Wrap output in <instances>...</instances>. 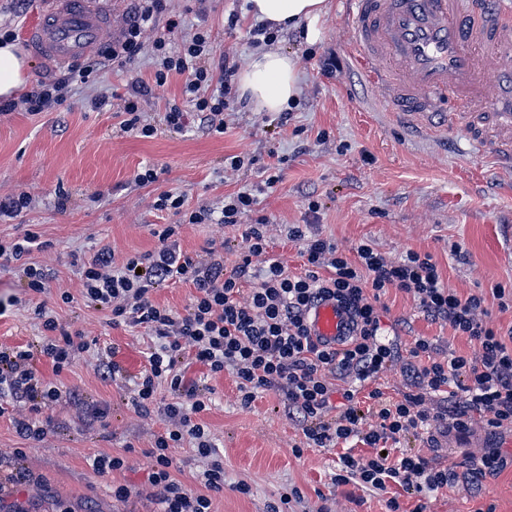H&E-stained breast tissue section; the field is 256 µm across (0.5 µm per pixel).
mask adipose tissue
I'll use <instances>...</instances> for the list:
<instances>
[{
    "mask_svg": "<svg viewBox=\"0 0 512 512\" xmlns=\"http://www.w3.org/2000/svg\"><path fill=\"white\" fill-rule=\"evenodd\" d=\"M248 12L256 20L276 27L303 28L308 43L324 37L322 20L328 15L329 0H248ZM28 63L14 42L0 40V97L12 98L26 82ZM238 81L256 111L280 112L301 93L298 62L278 49L251 55L242 65Z\"/></svg>",
    "mask_w": 512,
    "mask_h": 512,
    "instance_id": "obj_1",
    "label": "adipose tissue"
}]
</instances>
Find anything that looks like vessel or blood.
<instances>
[{
  "mask_svg": "<svg viewBox=\"0 0 512 512\" xmlns=\"http://www.w3.org/2000/svg\"><path fill=\"white\" fill-rule=\"evenodd\" d=\"M27 30L40 58L69 63L112 39L91 0H51ZM348 49L368 64L382 106L422 134L462 128L472 146L512 173V0H345ZM312 339L340 349L354 320L335 300L308 314Z\"/></svg>",
  "mask_w": 512,
  "mask_h": 512,
  "instance_id": "1",
  "label": "vessel or blood"
}]
</instances>
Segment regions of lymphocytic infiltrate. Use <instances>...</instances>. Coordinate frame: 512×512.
<instances>
[{
	"label": "lymphocytic infiltrate",
	"mask_w": 512,
	"mask_h": 512,
	"mask_svg": "<svg viewBox=\"0 0 512 512\" xmlns=\"http://www.w3.org/2000/svg\"><path fill=\"white\" fill-rule=\"evenodd\" d=\"M165 10V0H137L121 38L99 54L101 62L122 65L150 50L152 82L135 78L120 99L97 95L87 105L94 112L120 108L125 131L148 138L154 129L142 120L146 97L152 87L182 75L184 101L168 104V126L183 130L188 114L200 112L213 132L223 133L235 68L226 58L214 57L211 35L204 28L177 44L162 37L145 42V32L159 17H166L168 29L179 27V19ZM94 68L91 62L76 63L57 77L37 80L18 100L0 103V112L53 111L73 85L88 82ZM256 203L249 189L230 196L218 212H184L183 198L168 191L154 203L157 210L182 216V224L242 226V244L233 264L225 263L220 246H210L202 259L183 254L177 243L181 224L160 232L154 252L119 262L103 247L80 263L84 304L108 312L112 326L139 327L151 339L146 365L129 388L138 414L154 410L165 423L146 453L148 500L158 505V512H212L213 494L224 490V462L199 418L207 398L185 376L194 363L206 367L211 377L231 371L242 405H250L261 391L283 394L289 414L303 424L294 454L353 439L366 445L368 454L340 455L335 483L354 482L379 491L393 483L411 495L454 485L458 475L452 468L441 466L437 457L400 449L399 443L424 433L433 449L437 434H465L477 423L493 438L512 431V338L493 325L487 297H463L448 288L430 254L410 250L395 260L367 242L345 250L299 224L289 226L286 237L298 243L304 270L291 272L273 252L268 219L241 225L242 215ZM37 245L38 235L31 231L10 243L0 242V267L13 270L26 290L44 294L51 273L29 260ZM177 283L192 284L196 290L181 314L151 298L155 289ZM392 289L408 295L427 319L468 337L472 352L443 359L433 341L418 336L405 359H397L393 348L381 341L383 299ZM324 299L336 300L353 315L356 333L345 348L320 347L309 335L308 313ZM32 314L43 330L39 347L0 346V416L9 415L22 439L39 442L49 432L47 411L61 403L65 393L61 385L39 375L37 357L49 360L58 374L90 351L92 343L69 331L45 304H36ZM397 361L409 382L400 399L378 388L366 389L368 380ZM164 387L170 392L166 399L160 395ZM187 442L200 461L193 490L172 474L174 451Z\"/></svg>",
	"instance_id": "f902f5d3"
}]
</instances>
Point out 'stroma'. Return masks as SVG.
Listing matches in <instances>:
<instances>
[{
  "mask_svg": "<svg viewBox=\"0 0 512 512\" xmlns=\"http://www.w3.org/2000/svg\"><path fill=\"white\" fill-rule=\"evenodd\" d=\"M48 0H0V25L16 28L18 48H25L28 26L41 17ZM248 0H167L169 14L183 23L167 31L165 20L145 34L146 41L168 36L174 43L196 28L208 29L216 53L236 64L256 48L251 31L256 22L247 13ZM325 35L307 44L299 34L278 33L276 49L295 56L302 92L288 113L256 111L236 96L224 114L225 132L216 134L197 114H189L184 131L167 127L169 101L180 99L184 79L172 76L164 89L147 97L144 122L156 129L142 138L124 132L122 115L93 112L89 98L125 93L132 78H149L148 54L127 64L96 70L87 84L75 88L53 112L0 115V194L30 192L33 203L12 218L0 219V238L26 230L40 234L52 249L31 259L53 268L55 278L40 300L70 331L114 344L120 371L101 375L94 352L80 354L72 367L54 374L47 362L38 369L46 379H58L71 396L51 412V431L41 442H27L8 417H0V448H25L23 459L0 467V477L13 472L40 476L44 485L31 494H0V512H10L13 500L25 501L28 512H151L142 497L148 486L146 456L163 424L157 416L143 417L129 401V381L146 360L144 330L111 326L105 312L86 306L78 295L81 281L75 259L109 247L116 260L154 250L157 230L178 223L170 212L154 209L157 195L169 191L185 200L186 210H221L238 191L278 176L276 186L259 195L244 223L267 217L272 236L291 224H315L322 236L348 249L372 242L390 258L414 250L431 254L445 284L461 296L486 295L496 326L512 327V310L500 311L490 293L495 285L512 286V173L495 170L459 132L447 138L418 137L386 115L375 88L347 50L348 32L343 0H331ZM229 155L249 157L237 171L225 169ZM154 168L155 182L142 185L136 176ZM318 202L310 214L309 202ZM224 245V259L233 262L241 242L234 227L217 224L184 226L183 253L203 255L210 243ZM460 254H453V247ZM75 300L64 303L62 292ZM23 284L0 269V299L23 296ZM384 339L405 350L414 337L431 339L444 353L471 352L467 337L423 316L411 298L393 290L385 298ZM41 327L26 307L10 305L0 315V345L38 341ZM188 379L207 384L212 394L201 415L224 458V491L214 495L215 512H266L268 503L289 497L288 512H386L387 493L356 483L335 484L340 448H308L295 456L302 425L291 419L281 395L258 393L242 406L231 373L208 377L204 367L190 366ZM99 405L109 410L106 423H85L78 415ZM490 437L481 425L464 435H449L438 455L454 467V487L428 495H401L404 512L424 505L425 512H512V462L496 475L471 481L469 461L480 455ZM126 454L128 468L98 475L90 457ZM249 493H239V484ZM131 489L128 503L112 498L113 487Z\"/></svg>",
  "mask_w": 512,
  "mask_h": 512,
  "instance_id": "obj_1",
  "label": "stroma"
}]
</instances>
